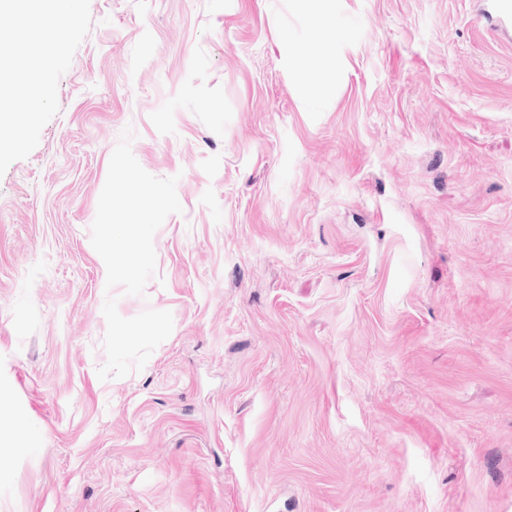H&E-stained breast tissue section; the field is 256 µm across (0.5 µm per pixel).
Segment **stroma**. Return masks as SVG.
Listing matches in <instances>:
<instances>
[{
  "label": "stroma",
  "instance_id": "stroma-1",
  "mask_svg": "<svg viewBox=\"0 0 512 512\" xmlns=\"http://www.w3.org/2000/svg\"><path fill=\"white\" fill-rule=\"evenodd\" d=\"M484 0H90L0 176V512H512V24ZM336 60L307 100L295 68ZM176 178L100 380L125 129Z\"/></svg>",
  "mask_w": 512,
  "mask_h": 512
}]
</instances>
